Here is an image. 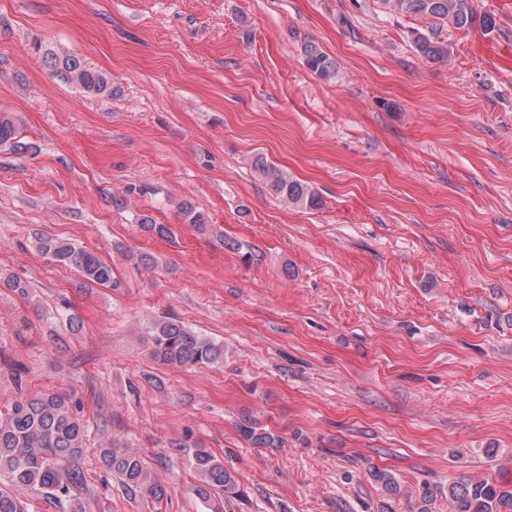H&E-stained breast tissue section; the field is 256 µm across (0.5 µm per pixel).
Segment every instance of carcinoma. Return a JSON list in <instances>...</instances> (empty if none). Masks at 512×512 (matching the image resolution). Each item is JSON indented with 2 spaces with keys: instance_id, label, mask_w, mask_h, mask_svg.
<instances>
[{
  "instance_id": "cac0c4a2",
  "label": "carcinoma",
  "mask_w": 512,
  "mask_h": 512,
  "mask_svg": "<svg viewBox=\"0 0 512 512\" xmlns=\"http://www.w3.org/2000/svg\"><path fill=\"white\" fill-rule=\"evenodd\" d=\"M399 14L418 16L430 21L428 32H418L414 46L420 57L433 63L448 61V42L438 30L444 26L458 31L470 30L475 21L485 28L495 26L493 17L477 16L474 0H385ZM307 66L323 78L335 74L336 64L314 42L303 47ZM45 63L67 79L76 82L83 92L93 96L112 95V78L100 69L86 65L78 57L50 52ZM20 118L0 113V145H18ZM269 189L290 204L318 209L322 199L308 184L268 162L263 156L253 161ZM37 247L48 259L76 269L89 283L116 288L112 264L94 252L73 242L44 233L36 234ZM152 356L162 364L192 368L214 364L224 357V345L200 336L181 321L167 317L155 322ZM87 427L73 412L66 394L57 389L35 393L20 391L4 408H0V472L7 475L8 485L0 487V512H28L25 494L39 491L56 501H76L77 492L86 485L85 473L78 462L87 452ZM239 433L257 448H277L279 436L263 428L249 416L239 423ZM106 470L117 475L126 488L143 500L160 504L166 487L153 468L141 456L112 441L103 440L96 448ZM191 465L199 476L195 492L204 499L230 501L241 495L236 477L224 462L206 448H196ZM372 477L392 497L401 494V484L388 470H376ZM450 512H512V491L486 481L468 479L448 484Z\"/></svg>"
}]
</instances>
